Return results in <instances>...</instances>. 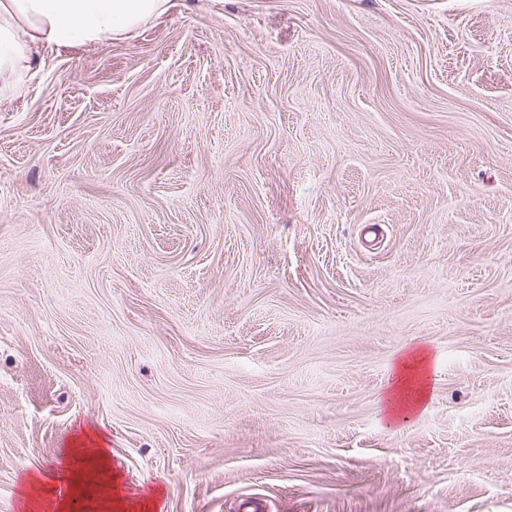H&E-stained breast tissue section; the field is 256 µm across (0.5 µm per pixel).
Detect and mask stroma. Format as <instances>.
Segmentation results:
<instances>
[{
	"label": "stroma",
	"mask_w": 512,
	"mask_h": 512,
	"mask_svg": "<svg viewBox=\"0 0 512 512\" xmlns=\"http://www.w3.org/2000/svg\"><path fill=\"white\" fill-rule=\"evenodd\" d=\"M89 429L159 512H512V0L42 50L0 93V512ZM430 392L429 357L424 350L402 355L394 367L393 380L385 397L391 419L408 420L420 409Z\"/></svg>",
	"instance_id": "1"
}]
</instances>
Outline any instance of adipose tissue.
Returning <instances> with one entry per match:
<instances>
[{"mask_svg": "<svg viewBox=\"0 0 512 512\" xmlns=\"http://www.w3.org/2000/svg\"><path fill=\"white\" fill-rule=\"evenodd\" d=\"M170 0H0V88L16 87L40 49H68L129 39L165 14ZM430 392L429 357L422 350L402 355L385 397L392 419L420 409ZM62 471L42 478L28 474L22 495L26 512H72L77 491L115 486L118 475L100 436L66 453ZM69 493L59 496V484Z\"/></svg>", "mask_w": 512, "mask_h": 512, "instance_id": "obj_1", "label": "adipose tissue"}]
</instances>
